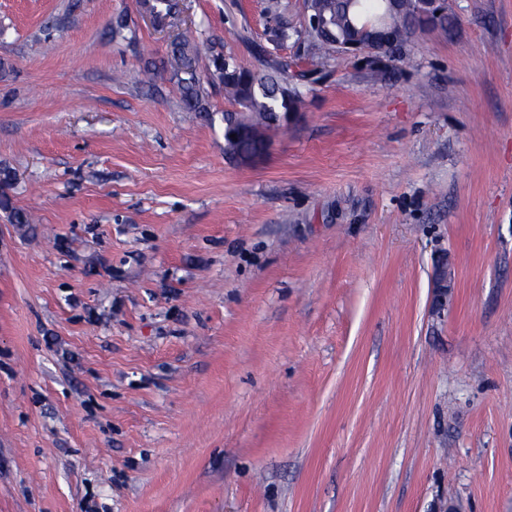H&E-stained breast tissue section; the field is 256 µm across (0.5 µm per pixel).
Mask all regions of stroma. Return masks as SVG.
<instances>
[{
    "label": "stroma",
    "mask_w": 512,
    "mask_h": 512,
    "mask_svg": "<svg viewBox=\"0 0 512 512\" xmlns=\"http://www.w3.org/2000/svg\"><path fill=\"white\" fill-rule=\"evenodd\" d=\"M304 2L0 0V512H512V0L399 59ZM216 56L303 94L257 164ZM172 53L186 61L184 66L177 69L171 77L184 108L189 112L207 115L209 112L208 93L196 76L197 45L188 38H182L173 43ZM433 288H435L436 300H443L452 293L451 261L450 258L442 259L435 266L433 273Z\"/></svg>",
    "instance_id": "stroma-1"
}]
</instances>
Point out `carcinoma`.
<instances>
[{
    "mask_svg": "<svg viewBox=\"0 0 512 512\" xmlns=\"http://www.w3.org/2000/svg\"><path fill=\"white\" fill-rule=\"evenodd\" d=\"M308 19L324 21L327 33L311 38L321 53L340 50L352 41L366 45L375 31L386 29L391 34L390 54L402 51L408 44L414 28H438L448 31L447 15L415 16L412 0L405 9H391L388 0H310ZM172 53L185 60L182 68L171 77L184 108L189 112L208 113V93L196 76L197 45L182 38L172 46ZM213 75L224 82V95L235 106L228 115L227 125L240 119L250 123L251 135L237 140H225L227 153L238 157L249 152L267 131L283 127L282 121L290 112H298L302 105L300 91L288 83V65L280 64L269 71L244 68L233 59L216 57L212 61Z\"/></svg>",
    "mask_w": 512,
    "mask_h": 512,
    "instance_id": "cac0c4a2",
    "label": "carcinoma"
}]
</instances>
